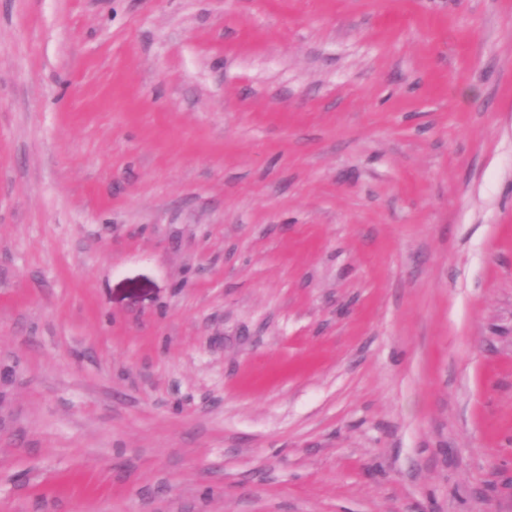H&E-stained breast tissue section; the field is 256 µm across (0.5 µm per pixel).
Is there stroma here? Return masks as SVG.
I'll use <instances>...</instances> for the list:
<instances>
[{"label":"stroma","mask_w":512,"mask_h":512,"mask_svg":"<svg viewBox=\"0 0 512 512\" xmlns=\"http://www.w3.org/2000/svg\"><path fill=\"white\" fill-rule=\"evenodd\" d=\"M0 512H512V0H0Z\"/></svg>","instance_id":"obj_1"}]
</instances>
